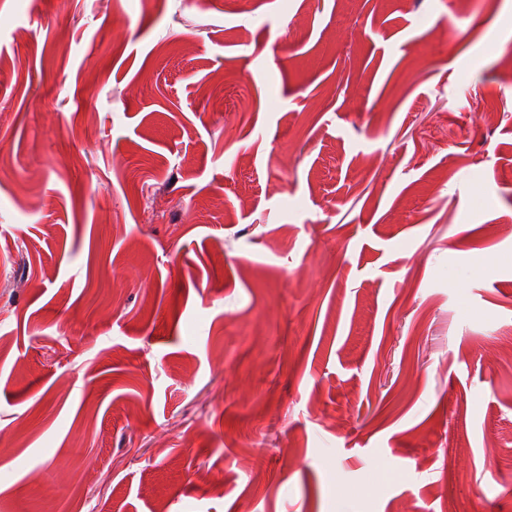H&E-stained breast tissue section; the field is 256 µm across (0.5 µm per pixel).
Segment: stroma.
Returning a JSON list of instances; mask_svg holds the SVG:
<instances>
[{
	"instance_id": "35a3bbf8",
	"label": "stroma",
	"mask_w": 512,
	"mask_h": 512,
	"mask_svg": "<svg viewBox=\"0 0 512 512\" xmlns=\"http://www.w3.org/2000/svg\"><path fill=\"white\" fill-rule=\"evenodd\" d=\"M511 16L0 0V512H512Z\"/></svg>"
}]
</instances>
